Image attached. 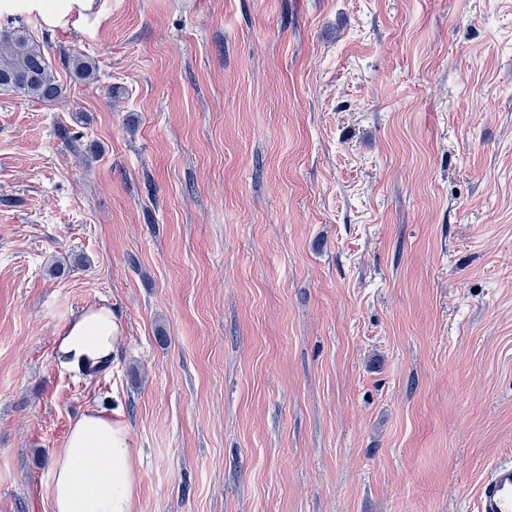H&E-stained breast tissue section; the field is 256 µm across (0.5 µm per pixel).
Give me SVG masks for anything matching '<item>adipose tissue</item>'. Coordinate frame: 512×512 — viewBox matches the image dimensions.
<instances>
[{
    "label": "adipose tissue",
    "mask_w": 512,
    "mask_h": 512,
    "mask_svg": "<svg viewBox=\"0 0 512 512\" xmlns=\"http://www.w3.org/2000/svg\"><path fill=\"white\" fill-rule=\"evenodd\" d=\"M122 339L111 308L101 305L73 320L56 347L68 370L90 379L111 363ZM139 480L130 429L119 410L86 409L54 459L52 512H132Z\"/></svg>",
    "instance_id": "1"
}]
</instances>
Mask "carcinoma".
Masks as SVG:
<instances>
[{"label":"carcinoma","instance_id":"cac0c4a2","mask_svg":"<svg viewBox=\"0 0 512 512\" xmlns=\"http://www.w3.org/2000/svg\"><path fill=\"white\" fill-rule=\"evenodd\" d=\"M68 68L78 80L92 82L97 78L95 62L83 54L69 55ZM0 91L43 103H51L62 95V86L44 45L22 24L0 31Z\"/></svg>","mask_w":512,"mask_h":512}]
</instances>
